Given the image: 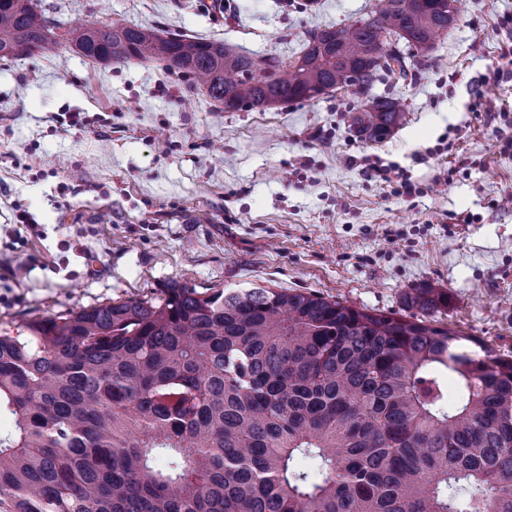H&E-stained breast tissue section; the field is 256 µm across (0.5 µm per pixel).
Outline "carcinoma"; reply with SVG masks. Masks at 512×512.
Wrapping results in <instances>:
<instances>
[{
  "label": "carcinoma",
  "mask_w": 512,
  "mask_h": 512,
  "mask_svg": "<svg viewBox=\"0 0 512 512\" xmlns=\"http://www.w3.org/2000/svg\"><path fill=\"white\" fill-rule=\"evenodd\" d=\"M435 2L377 0L287 61L139 26L67 36L93 62L172 60L234 110L406 79L400 41L432 46L457 21ZM58 43L36 0H0V60ZM403 116L374 96L352 126L381 141ZM408 299L421 315L173 280L1 330L0 512H512V358L439 320L445 293Z\"/></svg>",
  "instance_id": "cac0c4a2"
}]
</instances>
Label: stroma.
<instances>
[{
    "mask_svg": "<svg viewBox=\"0 0 512 512\" xmlns=\"http://www.w3.org/2000/svg\"><path fill=\"white\" fill-rule=\"evenodd\" d=\"M375 4L40 0L74 27L135 25L284 58ZM508 17L512 0H459L412 78L380 77L373 94L405 108L380 143L351 127L365 101L355 91L228 111L161 62L95 63L65 41L0 60V330L176 278L402 315L415 312L408 292L430 284L448 295L439 319L512 356V71H496ZM488 90L505 116L479 108ZM367 156L399 164L417 194L364 175Z\"/></svg>",
    "mask_w": 512,
    "mask_h": 512,
    "instance_id": "35a3bbf8",
    "label": "stroma"
}]
</instances>
